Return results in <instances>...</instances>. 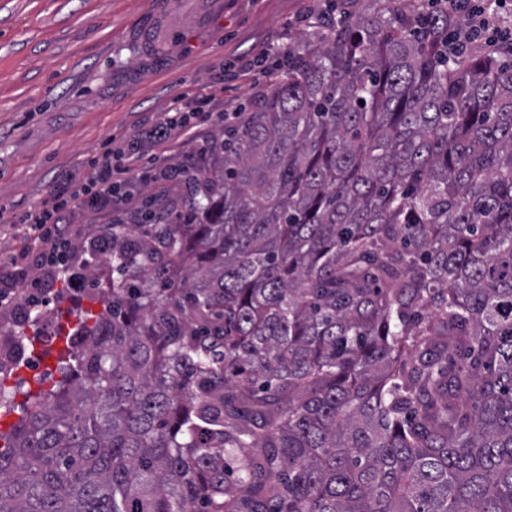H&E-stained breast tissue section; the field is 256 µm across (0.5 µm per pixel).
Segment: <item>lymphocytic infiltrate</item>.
Wrapping results in <instances>:
<instances>
[{
    "label": "lymphocytic infiltrate",
    "instance_id": "1",
    "mask_svg": "<svg viewBox=\"0 0 512 512\" xmlns=\"http://www.w3.org/2000/svg\"><path fill=\"white\" fill-rule=\"evenodd\" d=\"M432 8L465 19L463 40L493 52L512 49V29L490 0H429ZM130 154L107 155L92 161L81 182L57 192L37 212L26 215L28 236L9 264L0 265V312L19 305L39 310L51 298L77 296L87 286V265L66 233V220L85 206L107 209L127 202L122 175L136 169Z\"/></svg>",
    "mask_w": 512,
    "mask_h": 512
}]
</instances>
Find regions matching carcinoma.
I'll return each mask as SVG.
<instances>
[{
    "label": "carcinoma",
    "mask_w": 512,
    "mask_h": 512,
    "mask_svg": "<svg viewBox=\"0 0 512 512\" xmlns=\"http://www.w3.org/2000/svg\"><path fill=\"white\" fill-rule=\"evenodd\" d=\"M317 15L0 431V512H512V58Z\"/></svg>",
    "instance_id": "obj_1"
}]
</instances>
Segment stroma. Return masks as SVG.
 I'll return each mask as SVG.
<instances>
[{"label": "stroma", "instance_id": "35a3bbf8", "mask_svg": "<svg viewBox=\"0 0 512 512\" xmlns=\"http://www.w3.org/2000/svg\"><path fill=\"white\" fill-rule=\"evenodd\" d=\"M150 46L140 30L153 0H0V264L25 238L20 215L40 209L67 182H78L91 158L108 149L141 154L143 178L133 203L113 211L85 209L73 219L75 239L90 240L105 224H138L148 206L186 211L184 186L149 182L156 167L178 165L188 145L138 141L173 104L224 113L223 124L198 128L213 141L239 112L252 111L285 56L271 45L297 43L303 17L320 0H169ZM101 306L79 296L26 323L24 347L0 388L23 401L33 385L59 378L57 358L85 312Z\"/></svg>", "mask_w": 512, "mask_h": 512}]
</instances>
